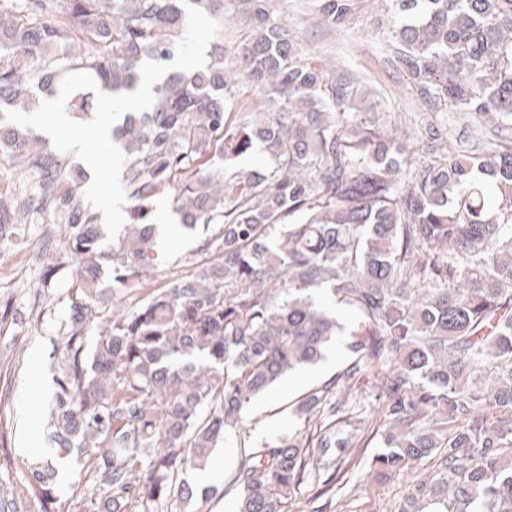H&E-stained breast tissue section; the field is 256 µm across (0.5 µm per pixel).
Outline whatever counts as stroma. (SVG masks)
Instances as JSON below:
<instances>
[{
  "mask_svg": "<svg viewBox=\"0 0 512 512\" xmlns=\"http://www.w3.org/2000/svg\"><path fill=\"white\" fill-rule=\"evenodd\" d=\"M280 16L311 59L328 55L334 72L352 69L359 73L371 99L390 118L410 126L436 121L458 128L453 108L441 105L428 110L419 105L415 89L398 78L387 62L390 13L384 0H356L355 17L336 31L317 24L311 0H285ZM175 241L157 246L158 259L147 280L151 287L165 288L188 270V263L201 259L205 239L216 238L218 225L190 231L176 226ZM69 225L54 223L46 213L33 215L26 224L10 228L0 241V428L9 436L11 455L49 457L53 443L43 428L56 391L55 364L62 347V331L69 320V300L75 279V255L65 247ZM45 295H34L37 283ZM41 351L33 360L32 348ZM344 361L342 347L332 348L327 360L283 378L264 396L255 399L248 413L246 440L261 446L266 440L294 426L288 405L308 388L332 377ZM364 482L361 499L349 504V512H388L400 499L404 481L379 482L355 474Z\"/></svg>",
  "mask_w": 512,
  "mask_h": 512,
  "instance_id": "1",
  "label": "stroma"
}]
</instances>
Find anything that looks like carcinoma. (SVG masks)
Instances as JSON below:
<instances>
[{
	"mask_svg": "<svg viewBox=\"0 0 512 512\" xmlns=\"http://www.w3.org/2000/svg\"><path fill=\"white\" fill-rule=\"evenodd\" d=\"M313 2L331 29L354 16V0ZM281 3L249 0L237 78L221 28L205 67L168 74L150 109L112 127L135 206L105 248L81 178L3 111L35 110L70 72L135 91L143 62L175 59L185 7L0 0V155L38 175L34 191L0 195V233L34 211L71 227L75 316L46 428L55 459L81 463L65 497L51 459L1 453L0 512H189L232 492L236 512H288L303 485L324 512H345L364 469L410 476L394 512H512V0H392L390 64L422 107L448 104L482 136L470 144L435 125L418 160L358 73L329 78L306 61ZM240 80L267 111H233ZM66 111L87 114L84 94ZM258 149L272 167L226 173ZM165 192L183 226L222 231L209 258L147 291L152 201ZM114 287L135 307L117 310ZM336 304L355 316L348 331ZM344 332L342 368L291 404L298 428L241 443L221 489L184 479L245 428L254 399L324 360ZM368 373L376 415L349 397Z\"/></svg>",
	"mask_w": 512,
	"mask_h": 512,
	"instance_id": "carcinoma-1",
	"label": "carcinoma"
}]
</instances>
